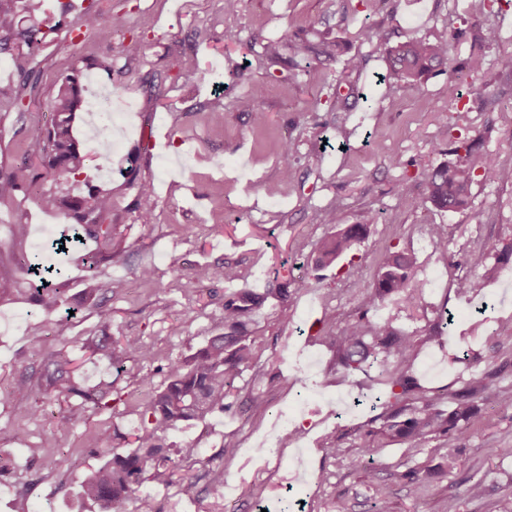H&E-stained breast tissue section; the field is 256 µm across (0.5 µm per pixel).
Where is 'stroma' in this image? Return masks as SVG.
<instances>
[{
	"instance_id": "obj_1",
	"label": "stroma",
	"mask_w": 512,
	"mask_h": 512,
	"mask_svg": "<svg viewBox=\"0 0 512 512\" xmlns=\"http://www.w3.org/2000/svg\"><path fill=\"white\" fill-rule=\"evenodd\" d=\"M224 0H42L37 13L51 31L29 61L36 91L23 106L0 105V171L24 167L26 185L0 201V278L12 283V294L0 296V512H99L81 496L82 479L131 448L151 390L166 381L171 363L184 359L217 335L225 297L242 289L256 293L275 287L278 279H306L290 304L267 299L259 316V357L236 379L228 407L169 433L171 458L183 474L197 481L195 500L184 499L178 484L142 483L139 495L150 496L157 512H224L222 497L210 491L222 475L224 494L234 497V512H336L346 498L350 512H373L386 495L394 512H442L456 496L460 512H497L512 498V456L494 457V448L512 447V402L482 403L466 427L459 448L460 466L444 474L447 454L439 440H378L375 482H366L351 461L359 441L350 427L378 429L375 412L355 405L365 383L357 373L343 380L336 374L335 353L326 338L363 310V292L378 275V253L395 243L415 256L413 277L430 270L440 279L424 291L419 309L391 303L381 316L393 317L397 329L421 341L411 372L439 398L442 410L485 375L512 393V285L499 281L481 295L486 310L429 336L443 311L467 308L457 297L455 281L475 263L506 264L502 254L512 245V184L471 187V206L458 212L434 209L425 201V175L441 157L433 151L440 128L467 138L484 136V150L499 164L512 167V76L498 60L512 53V6L486 15L500 39L483 45L485 68L470 75L466 61L474 47L473 25L465 0H238L237 41L224 38ZM97 9L104 20L123 12L124 28L111 44L74 31L79 6ZM316 28L343 38L366 65L357 74L331 66L324 82L307 76L270 77L259 65L263 43L287 40L298 30ZM391 31L392 42L445 38L458 68L464 96L448 98V77L429 76L417 86L381 83L384 47L367 41V28ZM192 57L198 71L178 70L174 62ZM111 58V69L99 68ZM82 71L83 93L114 95L129 108L112 138V174L87 170L76 178L48 175L39 163L32 132L48 124L50 103L64 78ZM266 93L259 106L264 126H253L239 107L252 85ZM345 95L346 121H338L326 101ZM224 109L222 124H213V106ZM297 145L291 178L281 176V143ZM153 182L156 193L152 223L138 219L137 188ZM263 192H255L254 184ZM112 194L113 243L117 255L101 262L98 282L125 281L117 295H88L84 259L98 255L94 240L68 254H48L61 265L66 309L43 315L20 295L29 282L19 258L41 251L48 236H62L69 223L64 211L39 207L41 197L58 194L77 199L89 189ZM416 207H408L407 199ZM342 210L344 223H356L367 209L378 224L354 258L315 270L321 240L331 231L317 213ZM446 225L448 250L423 249L430 225ZM230 268L235 279L196 283L197 266ZM152 268V281L136 272ZM112 309L113 336H138L152 349L146 362L132 359L124 370L110 369L98 356L84 353L85 339L99 335L97 308ZM71 351L79 368L75 382L88 387L112 382L104 404L81 405L62 389L45 395L35 418L18 413L28 402L16 395L18 384L43 382L44 360L59 349ZM265 397L261 408L248 402ZM312 402L293 429L304 445L271 433V422L302 396ZM80 421L68 430L57 427L62 413ZM112 429L111 447L97 445L101 429ZM336 432L343 458L322 445ZM24 441H17V433ZM53 440L70 459L63 470L43 465L39 449ZM193 443L197 455L180 459L178 450ZM412 467L430 470L433 481L411 492L404 477ZM483 480L484 493L474 498L468 487Z\"/></svg>"
}]
</instances>
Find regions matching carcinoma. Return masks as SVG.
<instances>
[{
	"instance_id": "carcinoma-1",
	"label": "carcinoma",
	"mask_w": 512,
	"mask_h": 512,
	"mask_svg": "<svg viewBox=\"0 0 512 512\" xmlns=\"http://www.w3.org/2000/svg\"><path fill=\"white\" fill-rule=\"evenodd\" d=\"M491 6L492 0H470L469 3V15L478 31V40L483 43L499 40L496 27L483 26V19ZM76 26L95 31L102 42L109 44L113 32L125 26V19L117 13L112 15V21L105 22L96 10L89 7L77 19ZM11 41L23 47L17 57V67L23 73V78L17 85H0V103L19 105L27 90L34 89L29 82L26 64L39 53L44 32L34 17L28 25H21L6 0H0V45L5 46ZM261 58L269 69L286 63L290 71L301 70L309 78L319 81L324 79L328 66L334 63L350 73H359L364 67L363 56L350 53L346 42L318 32L315 38L303 39L299 44L269 43L263 47ZM385 60L387 68L384 81L388 85L416 86L432 73L448 68L450 44L446 39L399 42L385 49ZM79 76L80 72L76 71L63 80L51 104L50 124L34 130L41 150L42 166L60 176L78 175L85 167L86 154L72 134L75 112L83 103ZM264 94L265 86L258 84L240 100L241 109L250 114L256 126L265 124V113L257 108V102ZM441 139L448 143V148L440 146L436 151L453 155L455 159L439 163L426 174L427 201L435 209L456 211L469 207L470 188L478 179L485 183H512V168L496 165L487 154L478 150L476 140L458 138L450 141L446 132ZM23 186L18 173L0 172V200L12 197ZM138 199L141 223H152L155 199L151 183H139ZM44 204L48 207H65L83 238L93 239L100 249L112 251L113 225L105 223L112 213L110 193L95 190L82 201L69 204L49 195L44 198ZM374 221V212L368 210L362 213L357 223L347 224L330 235L320 247L317 263L329 267L351 254L362 243L368 226ZM429 234L435 249L447 252L445 225H431ZM379 265L380 274L374 287L368 291L366 310H376L390 301H397L407 309L419 307L423 286L410 275L413 265L411 256L389 245L379 253ZM495 272L494 268H486L459 279L455 287L457 296L468 297L480 293L485 288L486 280ZM217 277L230 279L232 271L201 266L194 272V280L198 283ZM30 299L47 313L67 302L64 290L51 283L31 289ZM263 305V297L248 292L224 299L220 324L224 332L210 337L188 359L170 365L166 384L152 392L145 405L143 421L133 434L134 448L126 454L113 455L112 460L81 482V492L86 500L99 505L104 512H125L126 503L143 482L149 481L158 486L173 482L175 464L164 445L166 434L183 423L203 421L207 416L228 407L226 400L234 380L256 359L257 337L252 335L251 325ZM97 316L102 335L86 339L83 348L102 355L109 365L115 367L122 366L131 358L144 361L153 359L152 351L139 337H112V309L102 306L98 308ZM328 341L336 348L337 372L345 376L355 371L367 374L375 366L378 369V383L390 388L394 403L384 404V411L378 416L382 421L379 435L411 442L428 437H444L448 440V447H455L465 432L459 426V421L468 418L472 407L461 402L454 411L444 412L438 407V398L427 394L417 379L404 370L417 354L414 336L397 330L389 320L372 321L363 314L346 322L339 332L328 337ZM72 364L67 350L52 353L47 358L45 387L21 384L16 392L22 397L36 400L46 389L69 380ZM111 389L112 382L103 380L85 389L72 384L68 387V394L81 398L85 403L97 405ZM471 393L486 403L512 399L511 394L500 392L489 382L473 387ZM358 439L360 455L354 463L360 467L377 453V446L368 432H358ZM42 460L46 466L56 470L68 464L63 452L50 440L42 445Z\"/></svg>"
}]
</instances>
